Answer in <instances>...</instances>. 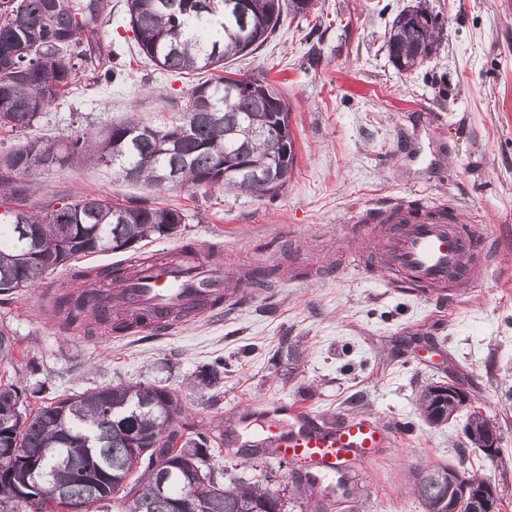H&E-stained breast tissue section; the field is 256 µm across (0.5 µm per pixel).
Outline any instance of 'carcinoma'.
<instances>
[{"instance_id":"1","label":"carcinoma","mask_w":512,"mask_h":512,"mask_svg":"<svg viewBox=\"0 0 512 512\" xmlns=\"http://www.w3.org/2000/svg\"><path fill=\"white\" fill-rule=\"evenodd\" d=\"M238 0H127L128 25L143 54L161 71L188 74L205 70L211 78L195 85L178 116L159 125L132 118L96 133L76 132L63 140L33 138L0 155V294L37 286L58 269L71 270L79 288L58 296L55 313L67 327H82L89 317L113 332L133 328L112 294L100 289L99 274L72 262L89 255L118 252L117 243L138 244L178 233L188 215L142 202H114L77 196L45 201L34 213L26 197L40 172L67 164L93 163L112 169L128 182L155 188L224 187L274 198L288 179L269 183V173L291 174L295 164L290 106L264 72L245 75L228 61L257 50L284 19L310 13L306 0H252L241 15ZM105 0H0V128L34 127L52 102L71 94L94 68L112 81L93 51ZM443 25L437 17L418 29L400 12L392 21L387 48L399 71L421 65L440 46ZM257 84L251 92L243 77ZM241 156L244 167H224L227 156ZM177 171L176 181L165 182ZM224 372L203 366L190 381L200 392L220 393ZM425 387L421 414L431 424L448 420V397ZM27 391L0 385V507L27 503L35 496L42 512H58L68 496L89 508L112 498L120 512H171L170 500L192 499L193 512H356L355 470L340 475L342 499L310 480L273 488L269 481L246 482L213 463L216 435L192 431L178 439L172 430L182 414L180 398L164 386L147 383L105 385L52 398L33 410L19 400ZM137 475H132V472ZM171 475L166 494L164 474ZM461 483L486 481L458 464H427L412 473L411 491L424 512H448L459 499Z\"/></svg>"}]
</instances>
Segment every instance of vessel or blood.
Masks as SVG:
<instances>
[{
  "mask_svg": "<svg viewBox=\"0 0 512 512\" xmlns=\"http://www.w3.org/2000/svg\"><path fill=\"white\" fill-rule=\"evenodd\" d=\"M387 251L391 288H476L493 265L491 241L481 225L454 224L424 211L392 235ZM117 293L128 318L148 317L149 331L170 334L223 299L224 266L151 261L119 282ZM240 421L258 422L261 430L253 440L232 432L233 447L265 446L274 449L277 460L326 475L354 461H372L375 449L391 447L396 435L383 421L348 415L337 416L335 427H325L299 402L249 408Z\"/></svg>",
  "mask_w": 512,
  "mask_h": 512,
  "instance_id": "b4317fda",
  "label": "vessel or blood"
}]
</instances>
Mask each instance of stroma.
<instances>
[{
  "instance_id": "obj_1",
  "label": "stroma",
  "mask_w": 512,
  "mask_h": 512,
  "mask_svg": "<svg viewBox=\"0 0 512 512\" xmlns=\"http://www.w3.org/2000/svg\"><path fill=\"white\" fill-rule=\"evenodd\" d=\"M101 20L112 84L86 74L74 93L49 106L27 133L0 129V153L27 138L54 139L115 121L179 112L206 80L160 73L128 29L127 0H110ZM424 3L444 38L417 68L397 71L386 34L396 15ZM320 59L311 64L309 48ZM233 70L266 72L291 106L296 165L274 200L220 187L155 190L110 170L57 167L40 177L39 201L107 196L183 210L177 236L145 241L135 254L186 244L220 249L235 287L243 270L281 268L264 287L236 289V304L171 335H119L88 325L68 332L53 298L70 288L57 270L33 290L0 295V331L10 337L0 382L42 399L103 384L144 382L181 399L185 430L221 429L242 407L302 402L397 426L393 447L359 468L358 512H422L410 473L440 460L495 486L512 512V0H315ZM448 208L487 225L502 250L480 287L460 300L428 289L385 287L372 274L383 238L378 217L393 206ZM302 350L299 369L277 355L282 337ZM224 360L216 398L189 387L196 370ZM454 382L471 404L429 424L418 408L432 383ZM496 423L501 454L486 464L464 429L472 412Z\"/></svg>"
}]
</instances>
